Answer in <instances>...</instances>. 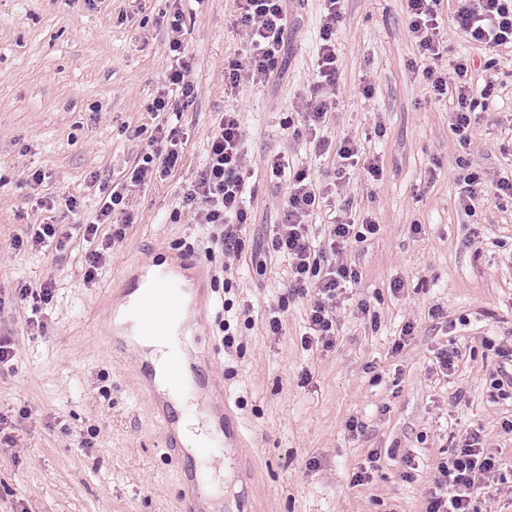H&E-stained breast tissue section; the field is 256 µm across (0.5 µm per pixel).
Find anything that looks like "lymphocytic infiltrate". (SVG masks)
<instances>
[{"mask_svg": "<svg viewBox=\"0 0 512 512\" xmlns=\"http://www.w3.org/2000/svg\"><path fill=\"white\" fill-rule=\"evenodd\" d=\"M458 2L456 21L469 41L492 49L512 46V0ZM236 3V22L244 31V44L240 57L229 61L224 69V85L229 89L238 87L244 75L262 78L274 70L288 29V14L282 0H236ZM182 13V0H172L166 22L172 64L148 106L157 119V145L136 156L123 182L113 185L101 203L95 222L84 228L86 241H97L100 225L110 223L114 214L124 212L128 185H144L168 176L181 161L182 153L168 122L175 115V102L189 104L195 95L183 38ZM341 17L342 0H323L315 81L302 115L304 126L311 134L325 126L332 107L327 92L336 84V26ZM406 21L424 61L418 71L420 78L435 100L455 98L451 126L460 142H467L472 116L487 107L493 84L474 89L469 78L471 62L467 59L456 64L457 80L453 83L434 67L444 35L440 0H406ZM242 139L239 112L225 110L208 142L205 165L183 196L184 204L193 208L201 223L208 227L211 246L234 259L243 252L241 233L251 221L246 205L248 183ZM262 164L272 176L287 180L284 220L276 227L272 247L288 265V286L271 305L266 327L269 333L279 334L281 317L290 303L305 298L309 301V311L302 343L308 348H330L336 341L333 315L336 300L358 281L357 270L345 264L342 256L352 243L376 234L378 226L369 219L359 224L339 221L327 226L323 239H316L309 218L324 198L321 186L308 169H292L282 155L266 156ZM501 468L500 459L483 447L481 437L470 434L456 452L438 462L435 491L426 501L425 512H479L478 501L490 496L491 482Z\"/></svg>", "mask_w": 512, "mask_h": 512, "instance_id": "lymphocytic-infiltrate-1", "label": "lymphocytic infiltrate"}]
</instances>
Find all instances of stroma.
<instances>
[{
	"label": "stroma",
	"mask_w": 512,
	"mask_h": 512,
	"mask_svg": "<svg viewBox=\"0 0 512 512\" xmlns=\"http://www.w3.org/2000/svg\"><path fill=\"white\" fill-rule=\"evenodd\" d=\"M283 5L290 23L278 70L228 90L224 65L242 49L236 2L184 0L195 99L177 123L182 161L165 179L130 187L126 234L89 283L81 227L155 134L147 107L171 65V4L0 0V336L13 337L17 351L0 365V512H182L193 465L223 466L221 512H424L437 462L473 432L505 464L487 512H512V433L503 428L512 398L493 388L500 360L483 344L512 347V203L495 198L497 181L512 175V47L469 42L454 19L456 0H443L438 68L451 77L461 58L493 62L471 75L476 86L493 81L495 96L464 146L451 103L435 102L411 71L420 56L405 0H345L336 94L318 136L357 141L364 161L340 175L333 154L294 133L315 78L323 2ZM231 107L242 122L252 222L232 288H209L187 321L207 346L191 351L196 378L212 384V411L228 407L239 443L196 456L166 447L141 351L117 336L112 307L154 260L196 259L211 276L223 266L221 252L206 253L208 230L183 195L219 113ZM273 153L325 185L310 218L316 235L339 217L379 226L345 254L360 277L336 304L327 350L301 343L306 300L291 303L279 335L266 327L286 286L271 250L286 187L261 166ZM372 157L383 168L376 180L364 166ZM460 158L482 178L470 216L459 205ZM35 172L42 183L31 181ZM71 196L78 211L60 204ZM35 224L57 225L56 239L15 249ZM46 279L56 290L39 308L44 330H33L34 303L19 289ZM226 302L240 343L232 352L215 322ZM451 341L464 358L446 375L436 355ZM353 419L360 430L349 429ZM394 448L413 454L417 469L390 458ZM366 467L369 483L354 485Z\"/></svg>",
	"instance_id": "35a3bbf8"
}]
</instances>
